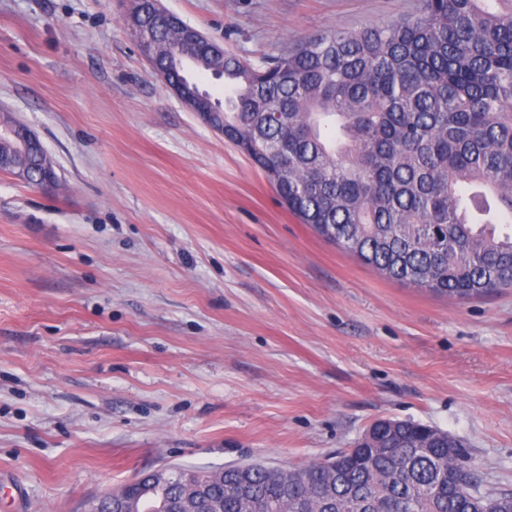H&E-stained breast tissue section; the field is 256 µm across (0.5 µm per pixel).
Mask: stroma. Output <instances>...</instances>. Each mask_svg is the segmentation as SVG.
Wrapping results in <instances>:
<instances>
[{"instance_id": "stroma-1", "label": "stroma", "mask_w": 512, "mask_h": 512, "mask_svg": "<svg viewBox=\"0 0 512 512\" xmlns=\"http://www.w3.org/2000/svg\"><path fill=\"white\" fill-rule=\"evenodd\" d=\"M252 63L418 0H161ZM126 0H0V111L62 188L0 171V512L144 473L299 468L378 418L448 431L512 492V288L387 279L302 224L151 74ZM1 137L17 140L19 144L18 148L24 154L36 149L43 155H46V150L42 146L40 138L33 131H30L23 126L4 125L1 123L0 138Z\"/></svg>"}]
</instances>
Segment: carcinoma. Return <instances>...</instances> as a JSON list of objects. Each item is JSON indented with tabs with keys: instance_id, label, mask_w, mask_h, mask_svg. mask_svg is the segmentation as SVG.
Listing matches in <instances>:
<instances>
[{
	"instance_id": "obj_1",
	"label": "carcinoma",
	"mask_w": 512,
	"mask_h": 512,
	"mask_svg": "<svg viewBox=\"0 0 512 512\" xmlns=\"http://www.w3.org/2000/svg\"><path fill=\"white\" fill-rule=\"evenodd\" d=\"M155 63L178 51L192 69L224 79L227 138L269 176L303 223L388 279L466 300L512 288V0H420L418 12L358 31L333 29L256 66L224 50L200 57L160 23ZM386 448H349L321 462L253 464L250 492L237 467L212 475L204 512H470L448 486L469 469L446 431L393 420ZM146 473L127 496L182 498ZM490 512H512V493L487 494Z\"/></svg>"
}]
</instances>
